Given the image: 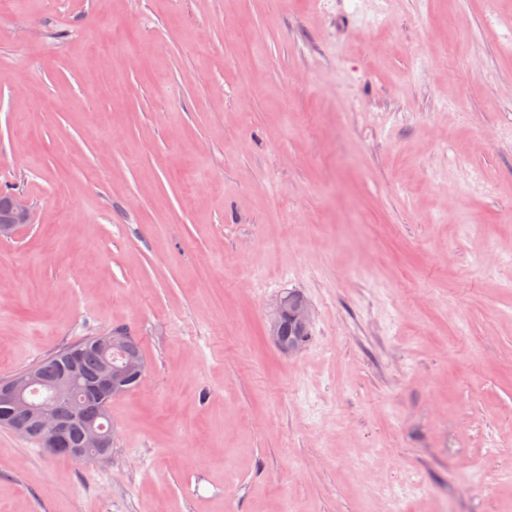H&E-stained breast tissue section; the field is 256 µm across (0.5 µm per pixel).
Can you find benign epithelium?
Masks as SVG:
<instances>
[{"instance_id":"1","label":"benign epithelium","mask_w":512,"mask_h":512,"mask_svg":"<svg viewBox=\"0 0 512 512\" xmlns=\"http://www.w3.org/2000/svg\"><path fill=\"white\" fill-rule=\"evenodd\" d=\"M32 221L31 204L27 196L13 193L0 201V240L15 237L20 230ZM100 336L96 348L101 357V372L98 386L114 394L120 390V379L124 371L112 365V347L117 336ZM67 399L75 407L83 406L84 396L77 376L62 373L53 381L43 380L41 371L34 368L24 376L0 383V405L11 411L12 419L4 422L10 430L24 438H29V425L48 433L47 451L53 455L86 459H101L110 451L111 438L99 415L84 420L82 445L71 448L65 439L66 424L60 418L56 404Z\"/></svg>"}]
</instances>
